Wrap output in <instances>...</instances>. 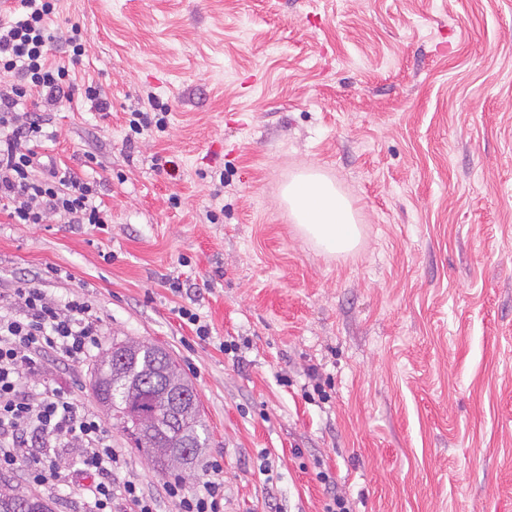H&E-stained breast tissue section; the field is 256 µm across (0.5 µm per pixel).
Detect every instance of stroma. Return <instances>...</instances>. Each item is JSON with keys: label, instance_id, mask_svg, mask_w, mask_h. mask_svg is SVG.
<instances>
[{"label": "stroma", "instance_id": "1", "mask_svg": "<svg viewBox=\"0 0 512 512\" xmlns=\"http://www.w3.org/2000/svg\"><path fill=\"white\" fill-rule=\"evenodd\" d=\"M69 21L112 108L46 113V148L111 222L0 210V289L87 294L103 347L169 350L210 437L187 485L221 458L224 512H512V0H60ZM151 94L169 122L131 135ZM311 168L354 251L290 218ZM95 366L44 376L90 401ZM111 434L121 479L162 483ZM283 198L301 233L331 253L352 251L360 237L352 203L317 170L295 176Z\"/></svg>", "mask_w": 512, "mask_h": 512}]
</instances>
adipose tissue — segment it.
I'll return each mask as SVG.
<instances>
[{
	"label": "adipose tissue",
	"instance_id": "adipose-tissue-1",
	"mask_svg": "<svg viewBox=\"0 0 512 512\" xmlns=\"http://www.w3.org/2000/svg\"><path fill=\"white\" fill-rule=\"evenodd\" d=\"M283 198L301 233L331 253L352 251L360 237L352 203L319 171L295 176Z\"/></svg>",
	"mask_w": 512,
	"mask_h": 512
}]
</instances>
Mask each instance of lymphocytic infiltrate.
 <instances>
[{"mask_svg": "<svg viewBox=\"0 0 512 512\" xmlns=\"http://www.w3.org/2000/svg\"><path fill=\"white\" fill-rule=\"evenodd\" d=\"M57 12L58 0H15L0 19V73L10 78L0 85V209L17 224L55 216L100 228L108 212L96 203L95 182L44 161L40 151L41 108L79 95L96 111L111 109L98 85L77 84L85 31L54 25ZM53 46L64 48L66 62H50ZM0 302V473L20 474L34 491H75L82 512H156L161 497L176 512H224L219 460L196 491L175 479L154 489L120 479L125 459L94 408L59 386L33 388L45 359L71 366L99 350L102 323L88 298L51 299L24 283L1 292Z\"/></svg>", "mask_w": 512, "mask_h": 512, "instance_id": "obj_1", "label": "lymphocytic infiltrate"}]
</instances>
